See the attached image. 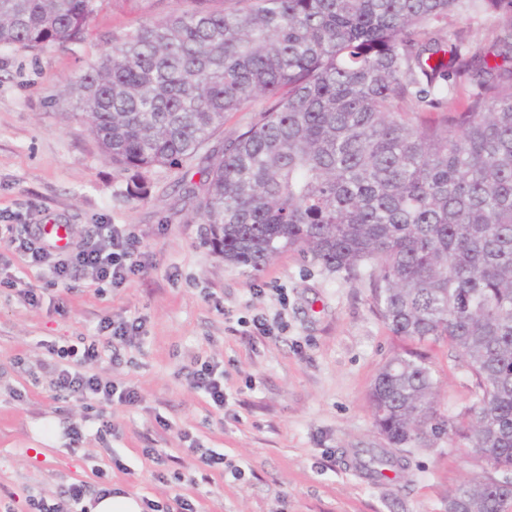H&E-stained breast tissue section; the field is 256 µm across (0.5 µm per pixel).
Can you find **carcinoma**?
<instances>
[{"instance_id":"1","label":"carcinoma","mask_w":512,"mask_h":512,"mask_svg":"<svg viewBox=\"0 0 512 512\" xmlns=\"http://www.w3.org/2000/svg\"><path fill=\"white\" fill-rule=\"evenodd\" d=\"M104 0H0V47L80 46ZM105 40L60 92L143 199L146 176L199 160L194 217L224 262L257 273L285 251L368 278L393 335L445 341L476 378L468 419L438 412L414 351L370 390L383 448L357 450L370 480L401 449L443 433L483 475L448 512H512V0H174ZM493 14L489 45L467 37ZM451 28L449 38L436 24ZM496 62H491V59ZM264 101L222 151L224 114ZM456 107L437 122L418 113Z\"/></svg>"}]
</instances>
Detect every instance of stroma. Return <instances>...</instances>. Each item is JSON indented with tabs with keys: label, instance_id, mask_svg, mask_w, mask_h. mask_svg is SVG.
I'll use <instances>...</instances> for the list:
<instances>
[{
	"label": "stroma",
	"instance_id": "obj_1",
	"mask_svg": "<svg viewBox=\"0 0 512 512\" xmlns=\"http://www.w3.org/2000/svg\"><path fill=\"white\" fill-rule=\"evenodd\" d=\"M169 0H104L78 47L29 52L0 48V212L30 224L69 225L73 240L99 224H129L141 242L142 272L115 288L79 273L60 281L0 239V505L27 512L74 483L121 487L141 501L180 494L195 512H448V492L480 476L468 448L447 435L405 449V469L373 482L354 464L358 448H379L370 388L385 362L422 353L439 381L437 408L463 415L476 379L445 342L394 336L372 306L367 277L347 278L288 251L251 274L203 242V226L179 177L149 176L146 198L128 196L57 97L105 48V37L163 17ZM39 300L29 305L24 289ZM140 318L134 342L91 370L135 389L136 404L53 399L50 344L103 341L106 319ZM265 318L271 337L246 323ZM206 361L221 362L227 401L215 409L191 383ZM111 422V433L101 423ZM81 429L71 444V429ZM223 454L206 469L182 452V432ZM157 449L160 462L144 456ZM242 477H235L233 468Z\"/></svg>",
	"mask_w": 512,
	"mask_h": 512
}]
</instances>
